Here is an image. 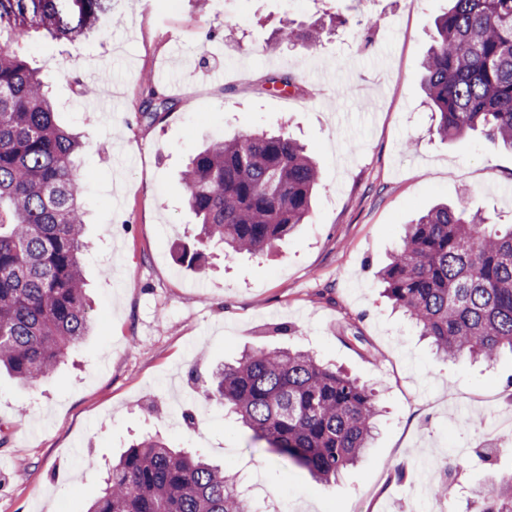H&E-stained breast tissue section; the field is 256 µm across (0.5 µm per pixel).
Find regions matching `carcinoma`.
I'll list each match as a JSON object with an SVG mask.
<instances>
[{
	"label": "carcinoma",
	"mask_w": 512,
	"mask_h": 512,
	"mask_svg": "<svg viewBox=\"0 0 512 512\" xmlns=\"http://www.w3.org/2000/svg\"><path fill=\"white\" fill-rule=\"evenodd\" d=\"M112 13V0H0V369L29 384L48 377L90 328L82 256L84 208L75 158L81 136L59 124L48 86L16 50L29 31L76 41ZM422 62L435 133L480 131L512 147V0H448ZM314 25L280 41L315 47ZM271 88L301 90L290 73ZM173 108L143 86L139 111ZM319 172L286 135L255 133L199 151L182 176L201 224L181 263L271 251L306 223ZM383 294L442 357L494 362L512 352V225L438 205L406 225L377 272ZM211 396L277 457L336 483L363 458L381 409L372 388L305 350L252 347L212 374ZM479 512H512V474L477 491ZM88 512H256L236 478L204 457L141 437L112 465Z\"/></svg>",
	"instance_id": "carcinoma-1"
}]
</instances>
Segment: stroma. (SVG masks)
<instances>
[{
  "label": "stroma",
  "mask_w": 512,
  "mask_h": 512,
  "mask_svg": "<svg viewBox=\"0 0 512 512\" xmlns=\"http://www.w3.org/2000/svg\"><path fill=\"white\" fill-rule=\"evenodd\" d=\"M447 5L112 0L80 41L25 37L59 123L84 134L93 328L48 379L0 375V512H86L113 460L147 434L254 486L257 512H473L474 488L512 474V354L490 367L440 359L376 279L405 225L437 204L512 224V150L434 133L421 63ZM331 15L341 24L316 48L272 47L283 24ZM283 73L301 91L261 93ZM149 76L176 100L160 121L138 110ZM258 130L316 158L308 222L269 254L177 262L198 231L182 171L208 142ZM251 345L309 350L375 388L374 445L336 485L262 451L211 400L210 372ZM458 460L456 491L439 495L443 464Z\"/></svg>",
  "instance_id": "obj_1"
}]
</instances>
